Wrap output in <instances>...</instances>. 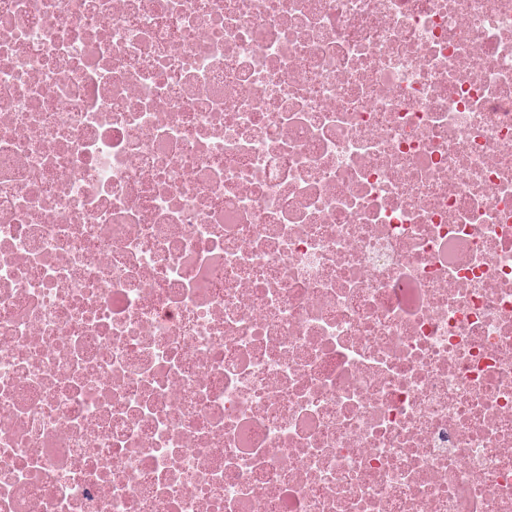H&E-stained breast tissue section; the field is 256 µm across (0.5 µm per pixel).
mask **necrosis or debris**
<instances>
[{"label":"necrosis or debris","instance_id":"necrosis-or-debris-1","mask_svg":"<svg viewBox=\"0 0 512 512\" xmlns=\"http://www.w3.org/2000/svg\"><path fill=\"white\" fill-rule=\"evenodd\" d=\"M0 512H512V0H0Z\"/></svg>","mask_w":512,"mask_h":512}]
</instances>
